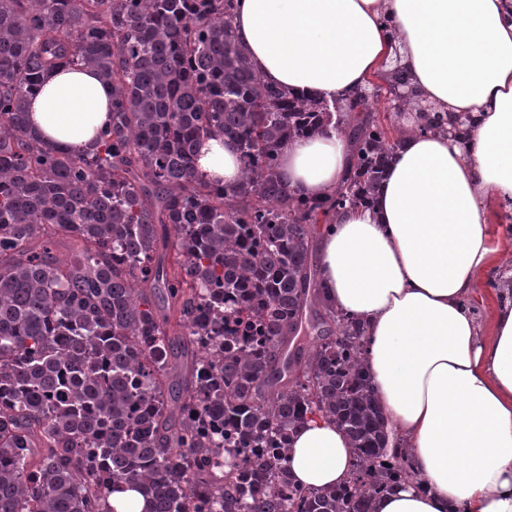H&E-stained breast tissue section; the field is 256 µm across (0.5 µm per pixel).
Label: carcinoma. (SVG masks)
Returning a JSON list of instances; mask_svg holds the SVG:
<instances>
[{"label": "carcinoma", "mask_w": 512, "mask_h": 512, "mask_svg": "<svg viewBox=\"0 0 512 512\" xmlns=\"http://www.w3.org/2000/svg\"><path fill=\"white\" fill-rule=\"evenodd\" d=\"M233 2L0 0V512H114L125 489L144 512H372L408 476L381 463L363 328L324 302L309 262L317 224L374 199L405 130L379 109L400 70L335 120L262 80ZM81 64L112 85V122L91 151L44 149L28 99L47 71ZM406 110L413 131L448 124ZM330 126L352 165L328 199H299L279 151ZM216 135L239 151L235 184L197 167ZM64 237L70 262L55 255ZM310 414L348 434L352 479L284 494L282 434ZM208 458L266 493L218 480ZM108 503L115 512H143L146 507L144 497L130 490L112 493Z\"/></svg>", "instance_id": "carcinoma-1"}]
</instances>
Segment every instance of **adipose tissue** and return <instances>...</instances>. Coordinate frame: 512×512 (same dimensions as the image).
<instances>
[{
	"mask_svg": "<svg viewBox=\"0 0 512 512\" xmlns=\"http://www.w3.org/2000/svg\"><path fill=\"white\" fill-rule=\"evenodd\" d=\"M252 66L273 85L346 103L399 56L409 100L473 117L467 140L406 132L373 206L321 225L317 261L331 306L361 321L365 370L387 417L389 463L415 482L378 495L374 512H512V290L496 287L487 204L512 198V21L505 0H240L233 21ZM112 118V87L77 66L47 73L30 99L34 137L81 152ZM208 179L241 176L236 145L204 142ZM351 167L331 131L285 144L279 174L300 197L331 196ZM495 286L490 325L467 305ZM296 483H349L354 451L311 416L289 449Z\"/></svg>",
	"mask_w": 512,
	"mask_h": 512,
	"instance_id": "adipose-tissue-1",
	"label": "adipose tissue"
}]
</instances>
